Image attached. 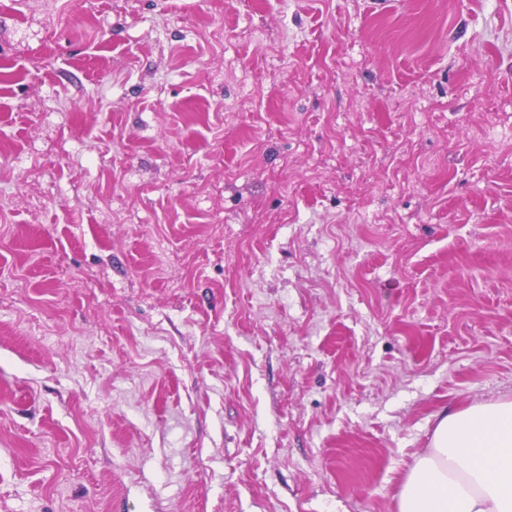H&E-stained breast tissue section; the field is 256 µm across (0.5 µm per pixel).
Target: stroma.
<instances>
[{"instance_id":"stroma-1","label":"stroma","mask_w":512,"mask_h":512,"mask_svg":"<svg viewBox=\"0 0 512 512\" xmlns=\"http://www.w3.org/2000/svg\"><path fill=\"white\" fill-rule=\"evenodd\" d=\"M512 399V0H0V512H397Z\"/></svg>"}]
</instances>
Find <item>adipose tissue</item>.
<instances>
[{
  "label": "adipose tissue",
  "instance_id": "obj_1",
  "mask_svg": "<svg viewBox=\"0 0 512 512\" xmlns=\"http://www.w3.org/2000/svg\"><path fill=\"white\" fill-rule=\"evenodd\" d=\"M398 512H512V399L442 415Z\"/></svg>",
  "mask_w": 512,
  "mask_h": 512
}]
</instances>
